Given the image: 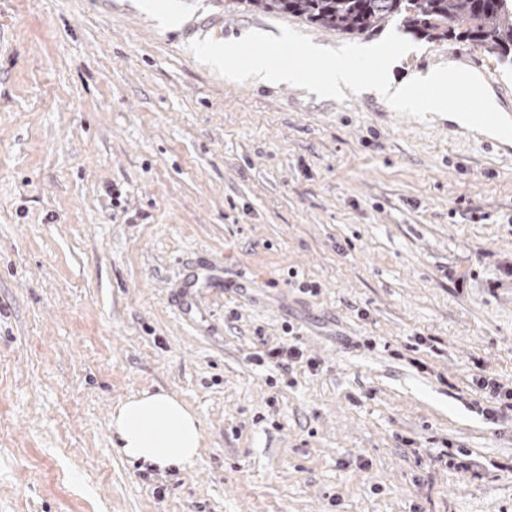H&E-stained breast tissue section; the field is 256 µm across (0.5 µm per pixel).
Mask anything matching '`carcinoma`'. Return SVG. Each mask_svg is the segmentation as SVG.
<instances>
[{
  "instance_id": "1",
  "label": "carcinoma",
  "mask_w": 512,
  "mask_h": 512,
  "mask_svg": "<svg viewBox=\"0 0 512 512\" xmlns=\"http://www.w3.org/2000/svg\"><path fill=\"white\" fill-rule=\"evenodd\" d=\"M253 10L287 13L326 30L371 33L398 18L409 32L480 45L512 61V0H241Z\"/></svg>"
}]
</instances>
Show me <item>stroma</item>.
Masks as SVG:
<instances>
[{
    "label": "stroma",
    "mask_w": 512,
    "mask_h": 512,
    "mask_svg": "<svg viewBox=\"0 0 512 512\" xmlns=\"http://www.w3.org/2000/svg\"><path fill=\"white\" fill-rule=\"evenodd\" d=\"M285 26L382 38L238 0H0V512H512V417L472 384L512 383V156L189 49ZM408 40L396 76L453 60L512 113V62ZM291 341L317 373L252 359ZM159 389L202 421L190 470L112 446Z\"/></svg>",
    "instance_id": "obj_1"
}]
</instances>
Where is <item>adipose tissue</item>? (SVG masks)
I'll use <instances>...</instances> for the list:
<instances>
[{"label": "adipose tissue", "instance_id": "obj_1", "mask_svg": "<svg viewBox=\"0 0 512 512\" xmlns=\"http://www.w3.org/2000/svg\"><path fill=\"white\" fill-rule=\"evenodd\" d=\"M117 452L129 462L159 471L192 469L202 446L197 413L174 394L144 391L112 412Z\"/></svg>", "mask_w": 512, "mask_h": 512}]
</instances>
